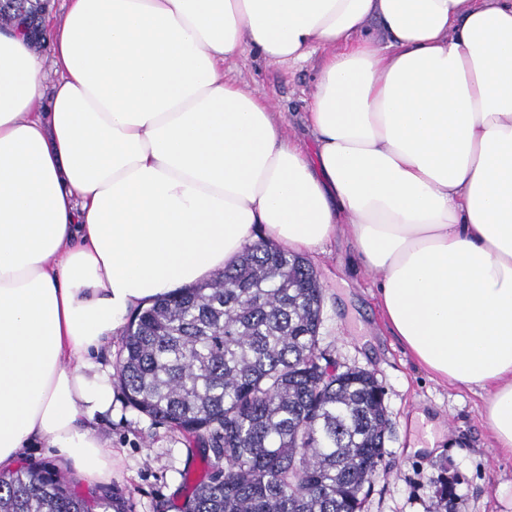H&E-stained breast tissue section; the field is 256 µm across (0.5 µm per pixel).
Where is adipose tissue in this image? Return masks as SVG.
<instances>
[{
	"label": "adipose tissue",
	"mask_w": 512,
	"mask_h": 512,
	"mask_svg": "<svg viewBox=\"0 0 512 512\" xmlns=\"http://www.w3.org/2000/svg\"><path fill=\"white\" fill-rule=\"evenodd\" d=\"M49 42L48 90L0 30V474L38 442L109 483L129 315L257 232L311 253L345 224L395 336L512 454V0H67ZM318 47L310 151L221 65Z\"/></svg>",
	"instance_id": "1"
}]
</instances>
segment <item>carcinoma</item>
<instances>
[{
	"mask_svg": "<svg viewBox=\"0 0 512 512\" xmlns=\"http://www.w3.org/2000/svg\"><path fill=\"white\" fill-rule=\"evenodd\" d=\"M13 0L4 23L34 27ZM322 288L298 254L268 242L209 281L133 315L113 384L133 410L199 449L209 474L182 512H362L386 454L382 390L319 350ZM325 364H320V361ZM131 512L119 493L90 501L61 473L0 477V512Z\"/></svg>",
	"mask_w": 512,
	"mask_h": 512,
	"instance_id": "1",
	"label": "carcinoma"
}]
</instances>
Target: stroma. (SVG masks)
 Listing matches in <instances>:
<instances>
[{
    "mask_svg": "<svg viewBox=\"0 0 512 512\" xmlns=\"http://www.w3.org/2000/svg\"><path fill=\"white\" fill-rule=\"evenodd\" d=\"M324 55L269 63L255 51L226 62L224 71L244 92L269 102L290 140L311 143L306 123L315 76ZM307 260L323 288L319 346L342 366L371 371L384 391L392 423L386 455L364 512H512V455L495 448L479 392L432 380L384 322L376 280L350 234L330 239ZM112 417L93 428L116 452L110 489L126 496L132 512H179L187 492L184 470L200 471L184 437L153 423L115 396ZM437 421L440 439L429 452L411 453V419Z\"/></svg>",
    "mask_w": 512,
    "mask_h": 512,
    "instance_id": "obj_1",
    "label": "stroma"
}]
</instances>
